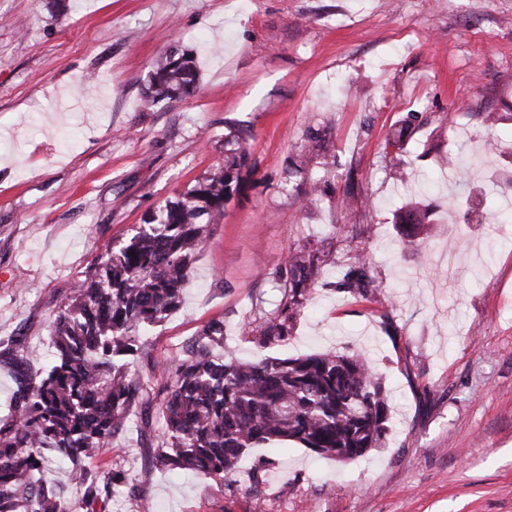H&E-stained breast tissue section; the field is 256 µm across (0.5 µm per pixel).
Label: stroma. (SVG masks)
<instances>
[{
	"label": "stroma",
	"instance_id": "1",
	"mask_svg": "<svg viewBox=\"0 0 512 512\" xmlns=\"http://www.w3.org/2000/svg\"><path fill=\"white\" fill-rule=\"evenodd\" d=\"M78 2L0 0L1 341L50 355L101 256L250 144L180 308L125 358L145 398L84 462L130 477L105 512H512V0ZM175 44L199 87L143 109ZM455 152L463 188L444 173ZM411 201L431 226L416 245L394 224ZM361 249L363 297L343 286ZM296 252L320 258L311 285L288 336L262 342L244 326L276 317ZM213 321L217 357L361 356L389 398L384 446L347 462L253 448L221 485L157 468L172 361Z\"/></svg>",
	"mask_w": 512,
	"mask_h": 512
}]
</instances>
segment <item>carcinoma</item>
<instances>
[{
    "label": "carcinoma",
    "mask_w": 512,
    "mask_h": 512,
    "mask_svg": "<svg viewBox=\"0 0 512 512\" xmlns=\"http://www.w3.org/2000/svg\"><path fill=\"white\" fill-rule=\"evenodd\" d=\"M197 80L194 57L172 50L149 77L145 106L183 98ZM248 155L247 142L237 141L224 163L167 206L159 223L146 224L101 258L54 318L53 358L45 370L34 369L33 352L17 350L18 339L0 352L15 383L10 415L0 418V512H77L42 480L45 450L70 463L87 505L127 483V474L110 463L92 475L83 462L112 451L127 407L141 397L123 357L134 351L145 327L179 308L183 282L210 236L202 217L223 213ZM398 218L406 238L421 234L425 214L418 203L406 204ZM319 261L302 252L288 258L289 300L275 320L256 330L262 341L288 336L289 311L302 304L309 271ZM346 289L367 295L360 271L347 275ZM223 336L224 322L213 321L188 356L173 361L158 468L191 470L222 484L249 448L292 440L345 460L380 447L390 406L363 360L333 351L255 362L218 359L211 342Z\"/></svg>",
    "instance_id": "carcinoma-1"
}]
</instances>
